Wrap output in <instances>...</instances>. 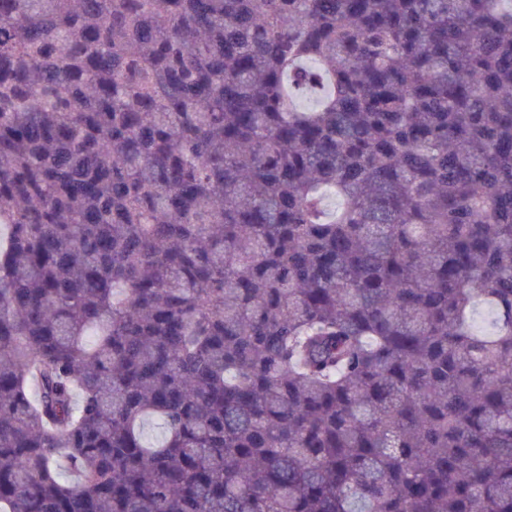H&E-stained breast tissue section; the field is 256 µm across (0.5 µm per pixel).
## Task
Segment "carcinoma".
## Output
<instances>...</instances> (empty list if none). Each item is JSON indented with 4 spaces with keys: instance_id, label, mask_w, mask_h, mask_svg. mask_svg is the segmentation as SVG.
I'll return each mask as SVG.
<instances>
[{
    "instance_id": "carcinoma-1",
    "label": "carcinoma",
    "mask_w": 512,
    "mask_h": 512,
    "mask_svg": "<svg viewBox=\"0 0 512 512\" xmlns=\"http://www.w3.org/2000/svg\"><path fill=\"white\" fill-rule=\"evenodd\" d=\"M2 230L0 512H512V0H0Z\"/></svg>"
}]
</instances>
